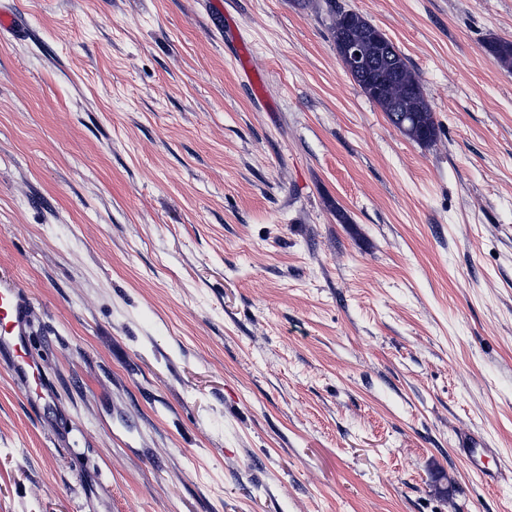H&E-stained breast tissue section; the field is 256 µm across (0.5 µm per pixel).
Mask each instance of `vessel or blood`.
I'll use <instances>...</instances> for the list:
<instances>
[{
  "label": "vessel or blood",
  "mask_w": 512,
  "mask_h": 512,
  "mask_svg": "<svg viewBox=\"0 0 512 512\" xmlns=\"http://www.w3.org/2000/svg\"><path fill=\"white\" fill-rule=\"evenodd\" d=\"M27 285L12 278L0 277V362L5 363L16 377H35L37 365L31 350L32 306ZM460 455L487 484H496L497 469L488 466L493 456L488 439L474 434H462L458 440Z\"/></svg>",
  "instance_id": "b4317fda"
}]
</instances>
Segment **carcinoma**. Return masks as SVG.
<instances>
[{
	"instance_id": "obj_1",
	"label": "carcinoma",
	"mask_w": 512,
	"mask_h": 512,
	"mask_svg": "<svg viewBox=\"0 0 512 512\" xmlns=\"http://www.w3.org/2000/svg\"><path fill=\"white\" fill-rule=\"evenodd\" d=\"M324 4L329 19V32L336 49H341L348 39L368 36L376 30V26L363 15L337 8L336 0H324ZM485 48L501 68L512 71V41L492 37L485 42ZM376 62L393 69L391 78L394 87L390 91L389 98H375L373 102L385 113L399 110L419 115L428 127L427 143L435 142L439 135V127L435 122L425 90L407 58L395 50L388 56L376 57Z\"/></svg>"
}]
</instances>
